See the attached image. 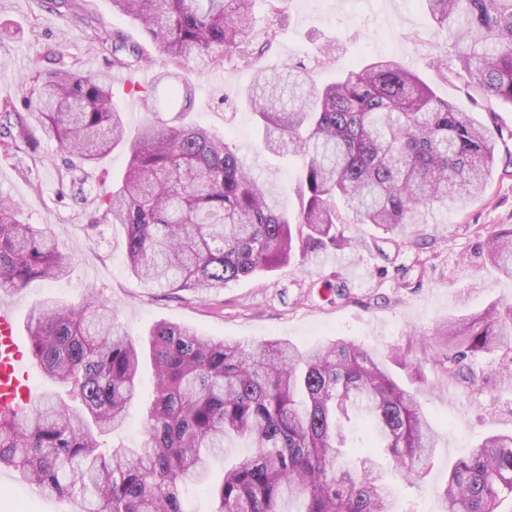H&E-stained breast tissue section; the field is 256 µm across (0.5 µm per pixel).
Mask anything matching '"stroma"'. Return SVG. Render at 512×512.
I'll list each match as a JSON object with an SVG mask.
<instances>
[{"instance_id": "1", "label": "stroma", "mask_w": 512, "mask_h": 512, "mask_svg": "<svg viewBox=\"0 0 512 512\" xmlns=\"http://www.w3.org/2000/svg\"><path fill=\"white\" fill-rule=\"evenodd\" d=\"M257 33L272 29L276 39L260 66L281 69L301 61L308 80L320 86L357 62L390 55L414 70L435 94L476 120L489 116L453 72H439L437 60L454 61L446 32L430 20L422 0H282L272 13L266 0H254ZM91 31L73 16L57 11L50 0H0V104L21 97L17 78L33 52L79 60L84 71L111 76L114 100L125 106L130 88H149L161 117L181 110L163 86L154 85L150 66L116 69L112 54L97 48ZM259 66V67H260ZM257 69V68H256ZM256 69L225 66L206 75L186 69L192 104L186 123L229 137L255 175L277 185L288 209L294 157L259 150V134L242 93ZM182 111V110H181ZM68 153L44 140L35 160L20 165L0 160V197L18 203L27 223L50 227L60 248L72 258L67 279L36 281L18 292L0 293L26 320L32 304L55 298L79 303L86 289H98L134 337L166 321L194 327L215 339L257 342L284 339L301 347L329 339L354 342L371 353L407 352L420 360L422 377L392 366L394 377L418 397L438 433L422 489L401 487L406 512H441L437 490L449 466L480 436L512 429V382L497 372L499 356L475 363L482 390L467 395L445 385L438 364L441 329L449 318L482 311L491 303L512 305V280L485 263L481 243L500 224H512V166L498 160L485 190L458 212L436 211L402 247L384 241L371 224L346 225L356 245L313 254L306 265H285L203 293L140 288L125 257V230L119 224L91 228L81 204L72 199L70 182L59 172ZM346 283L349 297L336 299L329 284ZM75 503L35 493L9 468H0V512H77Z\"/></svg>"}]
</instances>
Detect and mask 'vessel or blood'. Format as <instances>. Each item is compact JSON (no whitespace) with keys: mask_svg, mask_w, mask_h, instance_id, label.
Listing matches in <instances>:
<instances>
[{"mask_svg":"<svg viewBox=\"0 0 512 512\" xmlns=\"http://www.w3.org/2000/svg\"><path fill=\"white\" fill-rule=\"evenodd\" d=\"M32 364L17 329L13 310L0 304V414L18 412L34 399Z\"/></svg>","mask_w":512,"mask_h":512,"instance_id":"1","label":"vessel or blood"}]
</instances>
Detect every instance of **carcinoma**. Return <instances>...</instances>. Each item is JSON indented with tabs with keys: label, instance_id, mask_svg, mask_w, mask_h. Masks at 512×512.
<instances>
[{
	"label": "carcinoma",
	"instance_id": "obj_1",
	"mask_svg": "<svg viewBox=\"0 0 512 512\" xmlns=\"http://www.w3.org/2000/svg\"><path fill=\"white\" fill-rule=\"evenodd\" d=\"M449 32L454 74L487 103L512 102V0H423ZM147 36L130 42L89 25L112 66L131 68L164 56L156 82L191 65L204 73L226 64L254 66L252 0H112ZM24 111L0 107V155L39 151L37 131L73 159V200L88 224H122L126 259L142 288L217 291L231 282L348 244L336 208L345 202L361 224L390 241L436 209H459L481 194L493 173L502 131L482 125L435 96L389 56L356 64L321 87L307 66L257 70L246 96L260 148L298 158L299 207L261 182L226 137L172 117L145 123L134 136L112 86L59 56L47 69L39 54L18 77ZM122 148L126 171L112 189L88 197L82 185L109 151ZM486 261L512 279V225L486 236ZM70 257L45 227L20 220L0 199V291L68 276ZM32 357L70 401L46 396L13 418H0V467L37 493L79 501L81 512H188L189 494L211 512H399L386 476L419 487L437 435L415 394L388 361L421 375L420 362L396 351L378 357L343 339L308 348L287 340L244 344L160 322L136 340L115 321L95 288L78 305L46 299L27 316ZM443 372L474 389L475 357L512 361V306L493 304L448 321ZM149 351L153 393L138 448H114L104 436L122 426L139 396ZM238 441L249 449L210 479L212 461ZM443 512H501L512 499V431L484 437L449 469Z\"/></svg>",
	"mask_w": 512,
	"mask_h": 512
}]
</instances>
